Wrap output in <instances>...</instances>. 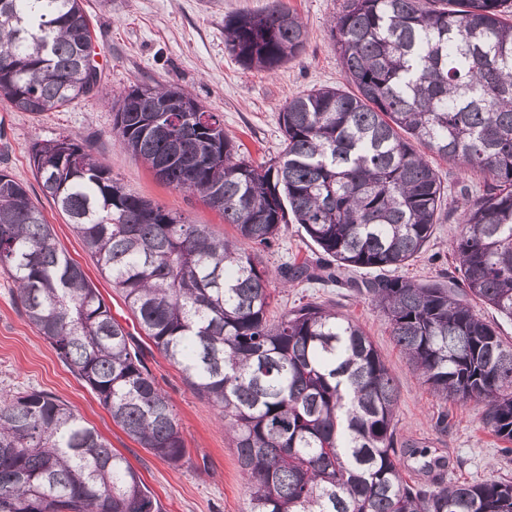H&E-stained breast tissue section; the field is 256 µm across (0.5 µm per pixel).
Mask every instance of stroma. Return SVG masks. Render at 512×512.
I'll list each match as a JSON object with an SVG mask.
<instances>
[{"label": "stroma", "instance_id": "obj_1", "mask_svg": "<svg viewBox=\"0 0 512 512\" xmlns=\"http://www.w3.org/2000/svg\"><path fill=\"white\" fill-rule=\"evenodd\" d=\"M270 0H84L95 30L97 92L49 112L31 114L0 101V170L23 183L53 228L55 241L78 262L132 336L158 385L169 396L190 453V465L175 468L130 440L116 426L89 387L57 358L49 343L26 320L16 300V284L0 270V395L38 389L58 396L104 436L139 471L165 512H246V480L236 450L216 410L185 383L177 366L163 358L144 335L118 290L100 274L52 199L45 197L29 164L34 140L72 136L104 159L125 191L208 225L218 236H234L233 225L196 194L160 183L141 160L123 149L112 131L110 97L131 86L173 85L200 101L224 121V131L253 164L277 158L283 148L279 114L293 97L321 87L348 83L331 37L347 0H282L307 30L303 52L276 71L248 69L224 47V20L239 12H259ZM444 187L442 211L422 252L400 268V275L426 281L451 271V243L458 232L462 184L482 186L484 176L431 156ZM303 230L289 224L276 246L260 254L261 266L277 269L293 257L310 254ZM328 303L356 320L371 337L391 370L397 390L399 434L429 441L456 462L451 481L512 478V455L484 431L475 410L442 403L393 343L386 325L364 299L346 289L315 282L292 283L273 294L270 316L299 302Z\"/></svg>", "mask_w": 512, "mask_h": 512}]
</instances>
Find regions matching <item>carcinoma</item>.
Returning a JSON list of instances; mask_svg holds the SVG:
<instances>
[{
  "label": "carcinoma",
  "instance_id": "obj_1",
  "mask_svg": "<svg viewBox=\"0 0 512 512\" xmlns=\"http://www.w3.org/2000/svg\"><path fill=\"white\" fill-rule=\"evenodd\" d=\"M226 49L268 72L307 32L281 0L224 21ZM354 91L322 87L279 114L284 148L255 166L219 116L174 86L111 99L121 146L156 178L197 193L235 227L207 226L127 193L79 140H35L43 193L159 353L224 419L249 512H512V480L446 482L450 464L397 431L398 392L370 337L316 301L268 317L273 276L257 267L292 220L320 256L277 269L285 283L344 285L384 318L395 344L444 403L474 405L512 444V343L470 305L512 319V0H348L332 30ZM82 0H0V99L61 108L98 88ZM171 103L131 112L127 100ZM194 140L175 152L184 128ZM483 187L465 208L454 270L384 274L430 240L444 187L414 144ZM358 268L379 274L360 281ZM0 269L28 320L132 441L169 465L191 462L168 396L26 188L0 171ZM413 459L431 475L407 481ZM0 512H163L122 454L70 405L40 390L0 399Z\"/></svg>",
  "mask_w": 512,
  "mask_h": 512
}]
</instances>
